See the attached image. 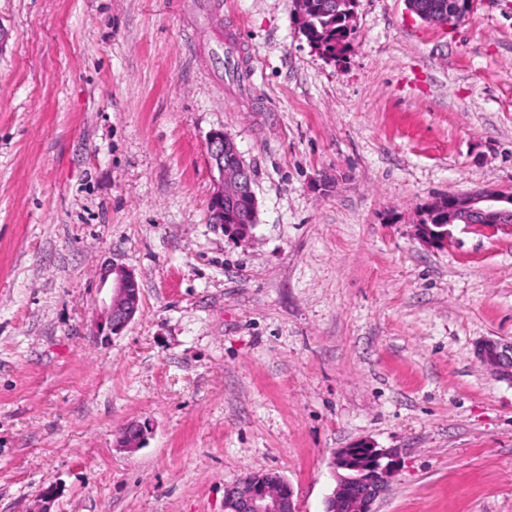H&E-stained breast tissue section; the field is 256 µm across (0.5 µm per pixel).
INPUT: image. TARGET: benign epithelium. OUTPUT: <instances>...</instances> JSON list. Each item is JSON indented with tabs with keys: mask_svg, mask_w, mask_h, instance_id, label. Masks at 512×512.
<instances>
[{
	"mask_svg": "<svg viewBox=\"0 0 512 512\" xmlns=\"http://www.w3.org/2000/svg\"><path fill=\"white\" fill-rule=\"evenodd\" d=\"M299 31H307L312 15L306 0H293ZM207 149L211 166L218 173V189L213 204L234 211L242 197L250 198L252 211L257 199L251 171L244 163L234 140L222 131L209 136ZM428 209L440 214L437 224H418L419 238L432 247L451 241L453 228L464 226L491 234L512 227V191L484 187L448 194V206L436 200ZM139 286L134 273L123 267L112 268V298L93 329L94 338L103 341L119 335L139 310ZM475 355L482 366L503 380L512 382V340L486 337ZM399 459L390 448L366 442L358 447L341 448L331 461L336 486L329 501L332 512H374L373 505L388 490ZM224 512H297L293 491L282 480L267 482L260 472L235 481L224 494Z\"/></svg>",
	"mask_w": 512,
	"mask_h": 512,
	"instance_id": "obj_1",
	"label": "benign epithelium"
}]
</instances>
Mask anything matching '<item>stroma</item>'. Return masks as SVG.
Returning <instances> with one entry per match:
<instances>
[{
  "instance_id": "stroma-1",
  "label": "stroma",
  "mask_w": 512,
  "mask_h": 512,
  "mask_svg": "<svg viewBox=\"0 0 512 512\" xmlns=\"http://www.w3.org/2000/svg\"><path fill=\"white\" fill-rule=\"evenodd\" d=\"M0 30V512H224L268 470L325 512L366 440L401 460L376 512H512V383L474 356L512 339V231L415 234L512 191V0H356L337 62L290 0H0ZM215 131L246 241L209 221ZM114 266L140 305L100 342ZM207 149L211 166L218 173V189L213 204L223 208L224 223H227L226 211L234 212L236 203L242 197L250 198L255 218L257 217V199L252 187L251 171L244 163L234 140L224 132L217 131L209 136ZM442 197L428 206L441 215L439 224H416L419 238L432 247L450 242L453 228L464 225L483 233H494L499 228L512 227V191L484 187L469 191L448 193V207Z\"/></svg>"
}]
</instances>
